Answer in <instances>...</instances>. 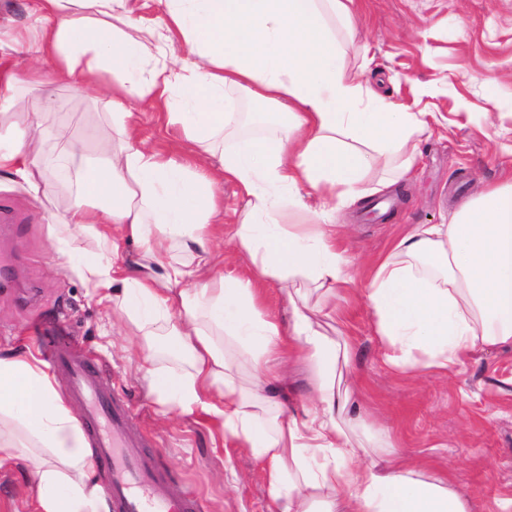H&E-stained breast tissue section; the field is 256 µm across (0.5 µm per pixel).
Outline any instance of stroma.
Returning <instances> with one entry per match:
<instances>
[{"label":"stroma","mask_w":512,"mask_h":512,"mask_svg":"<svg viewBox=\"0 0 512 512\" xmlns=\"http://www.w3.org/2000/svg\"><path fill=\"white\" fill-rule=\"evenodd\" d=\"M358 38L345 48L350 70L388 102L439 122L420 144L409 180L391 188L371 174L362 201L338 211L340 241L358 270L387 254L419 224L446 223L463 200L512 176V0H358ZM73 95L57 86L50 123L67 125L87 147L109 135L101 90ZM134 136L162 152L197 154L165 109L140 112ZM69 192L36 199L20 185L0 188V352L35 346V328L54 321L70 328L112 385L134 407L148 452L168 471L160 486L183 487L202 500V512H272L262 474L248 455L224 440L221 428L194 416L163 413L138 371L140 337L128 335L100 306L77 272L54 251L49 210L64 208ZM340 329L353 348L350 379L362 418L391 431L406 453L449 471L477 512H499L512 498V345L477 351L454 376L402 373L382 360L363 281L336 300ZM280 400L294 412L311 405L312 372L300 360L279 366ZM36 455L0 471V512H29L28 479Z\"/></svg>","instance_id":"1"}]
</instances>
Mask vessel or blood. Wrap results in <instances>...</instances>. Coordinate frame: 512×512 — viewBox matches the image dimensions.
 <instances>
[{
	"mask_svg": "<svg viewBox=\"0 0 512 512\" xmlns=\"http://www.w3.org/2000/svg\"><path fill=\"white\" fill-rule=\"evenodd\" d=\"M40 347L45 361L68 375L69 396L93 434L95 464L108 473L106 490L116 512H199L195 495L180 490L155 494L162 472L141 451L144 439L133 429L130 403L111 386L89 351L58 326L41 337Z\"/></svg>",
	"mask_w": 512,
	"mask_h": 512,
	"instance_id": "vessel-or-blood-1",
	"label": "vessel or blood"
}]
</instances>
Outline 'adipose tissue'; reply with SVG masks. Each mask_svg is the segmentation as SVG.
<instances>
[{"mask_svg":"<svg viewBox=\"0 0 512 512\" xmlns=\"http://www.w3.org/2000/svg\"><path fill=\"white\" fill-rule=\"evenodd\" d=\"M354 0H164L147 22L134 0H35L40 26L30 39L0 42V60L33 53L26 75L0 73V178L34 197L52 189L53 161L76 163L72 201L56 213L55 248L70 256L77 234L96 238L77 273L125 329L144 340L140 370L158 403L204 417L259 465L276 512H472L444 477L396 464L388 434L360 441L363 420L352 389L347 337L330 335L336 298L354 280L336 243V212L362 197L371 172L390 186L416 160L426 113L381 103L343 60L358 29ZM75 94L103 75L112 133L98 158L65 125L45 70ZM45 87L35 113L18 104L20 84ZM269 109V135L244 133L226 90ZM170 110L215 173L188 160L133 146L136 109ZM222 182L245 198L238 224L214 218ZM227 239L250 272L221 271L203 282L212 246ZM145 261L113 260L122 241ZM278 289L287 318L271 314L264 290ZM382 356L396 369L454 374L470 355L512 345V181L460 204L448 223L420 224L373 265L367 285ZM186 370L158 365L157 347ZM295 354L311 366L312 409L289 413L272 394V364ZM42 455L33 473V512H110L88 469L80 422L32 350L0 353V468L25 457L15 428ZM378 461L362 464V445Z\"/></svg>","mask_w":512,"mask_h":512,"instance_id":"ef3b65f1","label":"adipose tissue"}]
</instances>
